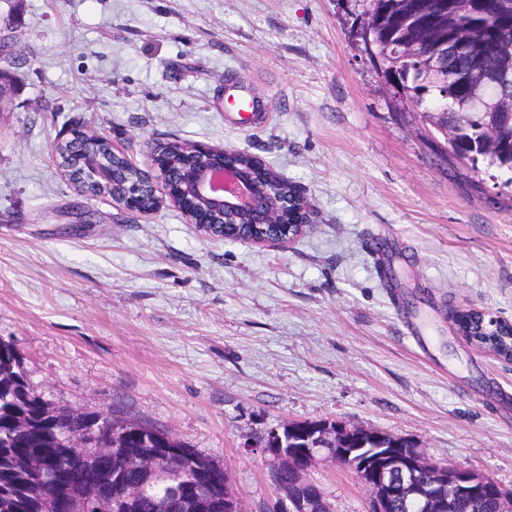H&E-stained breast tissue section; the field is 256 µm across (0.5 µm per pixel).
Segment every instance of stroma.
<instances>
[{
    "mask_svg": "<svg viewBox=\"0 0 512 512\" xmlns=\"http://www.w3.org/2000/svg\"><path fill=\"white\" fill-rule=\"evenodd\" d=\"M366 8L0 0V341L55 405L168 428L224 465L245 512L279 497L247 444L286 421L404 437L512 491V361L450 319L512 322V189L465 179L395 110L357 34ZM243 85L265 105L246 127L225 110ZM74 127L139 164L173 139L248 151L318 221L273 248L169 206L127 214L62 175L53 145ZM311 476L333 512H365L346 468Z\"/></svg>",
    "mask_w": 512,
    "mask_h": 512,
    "instance_id": "obj_1",
    "label": "stroma"
}]
</instances>
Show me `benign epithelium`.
I'll return each mask as SVG.
<instances>
[{
    "instance_id": "benign-epithelium-1",
    "label": "benign epithelium",
    "mask_w": 512,
    "mask_h": 512,
    "mask_svg": "<svg viewBox=\"0 0 512 512\" xmlns=\"http://www.w3.org/2000/svg\"><path fill=\"white\" fill-rule=\"evenodd\" d=\"M405 6H394L388 11L392 17L408 27L404 32L405 43L416 49L426 43L429 53L411 54L420 59L430 72L442 74L439 66L442 49L447 46L446 33L439 23L421 27L412 25L413 17L406 14ZM89 133L75 130L59 143L76 141L84 143L80 150L83 158L78 163L72 159L56 157L61 172L87 195L98 186L109 182L110 162L98 153V142L88 140ZM196 152L205 155L209 163L192 165L179 160L166 150L150 149L147 161L140 168L143 178L125 184L119 193L112 194V201L132 215L149 213L167 203L179 209L206 236L224 241H249L257 245H282L307 229L313 222L312 212L306 208L289 207L288 199L280 194L279 186L265 179V164L254 162L251 175L242 173L235 149L194 144ZM241 212L250 223L240 224L225 217V212ZM112 429L150 431L140 421L118 419L107 415ZM295 428L291 422L261 436L250 444L270 466L274 483L286 502L282 512H332L321 486L310 477V471L323 460L346 462L354 467L353 458L360 453L375 456L374 467L356 472L367 494V512H390L395 498L414 504L417 512H451L452 502L462 495L493 486L488 476L458 464H441L431 460L418 447L407 448L404 454H390L385 449L396 442L388 434L361 425L319 421L309 429L314 444L306 448L288 447V435ZM377 444L367 447L365 439ZM137 461L149 471L161 462L179 470L182 485L191 487L204 479L214 486L224 498V512H241V503L223 465L193 454L191 448H157L152 456H139ZM283 470L293 474L294 485L279 484ZM133 497L112 496L96 501V512H128Z\"/></svg>"
}]
</instances>
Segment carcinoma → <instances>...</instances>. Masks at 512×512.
I'll return each mask as SVG.
<instances>
[{
    "mask_svg": "<svg viewBox=\"0 0 512 512\" xmlns=\"http://www.w3.org/2000/svg\"><path fill=\"white\" fill-rule=\"evenodd\" d=\"M387 0H369L367 14L373 25L372 39L392 44L381 61V74L395 92L393 99L404 103L422 104V116L430 131L455 132L448 157L459 162L468 160L479 140L485 137L486 109L470 106L480 92L497 100L496 112L512 109V83H497L493 71L504 63L512 48V0H421L416 13L422 22L448 19V53L441 58V67L448 72V85L442 86L411 65L408 56L393 47L400 33L386 29L381 23L388 10ZM475 33L477 55L485 67L478 68L475 58L453 50L456 35ZM512 161V143L506 142L499 154L470 163V170L479 172L478 164L497 169L501 159ZM115 182L139 178L136 168L116 157L113 159ZM22 357L9 344L0 342V512H53L50 491L53 487H79L89 494L99 492L112 496V484L97 485L92 469L84 467L81 449L66 446L67 438L79 435L101 420L93 410H68L65 420L49 421L55 406L36 393L27 374L20 371ZM116 441L126 448H184L186 443L176 436L160 440L148 433L125 434ZM107 468L122 473L127 487L134 490L141 512H165L163 508L174 493L177 471L160 470L150 473L137 465L133 458L117 459L107 449L99 451ZM455 512H496V501L487 496L465 499L455 506Z\"/></svg>",
    "mask_w": 512,
    "mask_h": 512,
    "instance_id": "obj_1",
    "label": "carcinoma"
}]
</instances>
